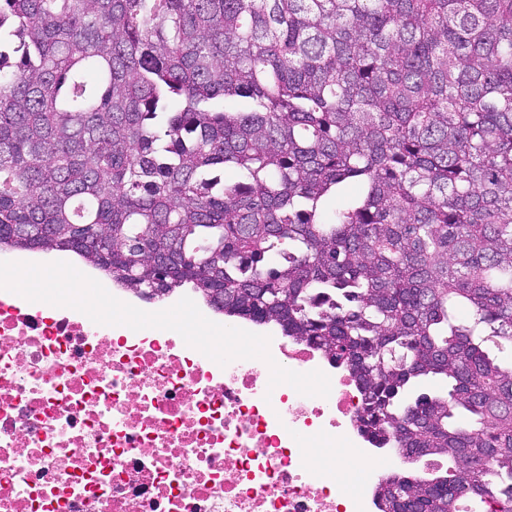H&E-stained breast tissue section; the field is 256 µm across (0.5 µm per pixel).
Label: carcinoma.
I'll list each match as a JSON object with an SVG mask.
<instances>
[{
  "mask_svg": "<svg viewBox=\"0 0 512 512\" xmlns=\"http://www.w3.org/2000/svg\"><path fill=\"white\" fill-rule=\"evenodd\" d=\"M2 251L342 364L379 447L452 463L381 512H512V0H0Z\"/></svg>",
  "mask_w": 512,
  "mask_h": 512,
  "instance_id": "1",
  "label": "carcinoma"
}]
</instances>
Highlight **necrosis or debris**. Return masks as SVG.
Instances as JSON below:
<instances>
[{"instance_id": "1", "label": "necrosis or debris", "mask_w": 512, "mask_h": 512, "mask_svg": "<svg viewBox=\"0 0 512 512\" xmlns=\"http://www.w3.org/2000/svg\"><path fill=\"white\" fill-rule=\"evenodd\" d=\"M270 337L280 366L329 376L328 397L269 388L265 362L219 366L173 331L0 291V512H377L391 457L349 374Z\"/></svg>"}]
</instances>
